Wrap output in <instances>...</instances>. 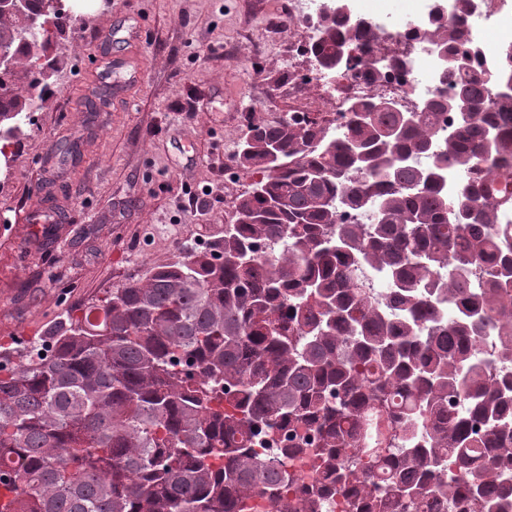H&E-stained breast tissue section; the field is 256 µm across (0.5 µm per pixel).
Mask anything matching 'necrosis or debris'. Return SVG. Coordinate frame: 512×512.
Wrapping results in <instances>:
<instances>
[{
  "label": "necrosis or debris",
  "instance_id": "obj_1",
  "mask_svg": "<svg viewBox=\"0 0 512 512\" xmlns=\"http://www.w3.org/2000/svg\"><path fill=\"white\" fill-rule=\"evenodd\" d=\"M325 0H289L288 18L299 27L297 53L305 59L308 77L298 84L321 88L319 106L306 109L307 118H319L322 136L340 137L353 107L377 97L390 99L404 112L420 111L442 90L443 61L436 48V32L452 30L478 51V75L495 74L504 64V50L512 45V12L504 0H473L465 22L454 11L437 15L435 0H355L352 14L372 22L375 35L361 37L363 63L359 70L333 72L320 67L310 46L320 37L319 14Z\"/></svg>",
  "mask_w": 512,
  "mask_h": 512
}]
</instances>
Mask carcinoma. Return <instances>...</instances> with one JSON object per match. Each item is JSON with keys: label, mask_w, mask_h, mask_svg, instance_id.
<instances>
[{"label": "carcinoma", "mask_w": 512, "mask_h": 512, "mask_svg": "<svg viewBox=\"0 0 512 512\" xmlns=\"http://www.w3.org/2000/svg\"><path fill=\"white\" fill-rule=\"evenodd\" d=\"M43 0L0 14V142L18 139L47 88L51 37L74 26L61 6L42 26ZM361 27H323V65ZM445 70L452 95L419 112H350L346 133L305 152L318 122L252 123L260 193L240 197L210 247L177 258L105 298L69 310L47 344L0 352V512H253L255 487L277 512H512V370L475 361L476 337L497 329L512 364V127L487 124L492 81L469 74L472 48ZM442 138L440 112L458 100ZM288 166L272 170L265 146ZM484 176L448 197L450 167ZM367 213L371 222L348 220ZM256 215L258 224L248 222ZM265 245L268 251L260 254ZM393 286L384 307L365 272ZM461 317L443 321V305ZM284 448L248 447L256 433ZM313 454L322 471L300 499L289 463Z\"/></svg>", "instance_id": "obj_1"}]
</instances>
